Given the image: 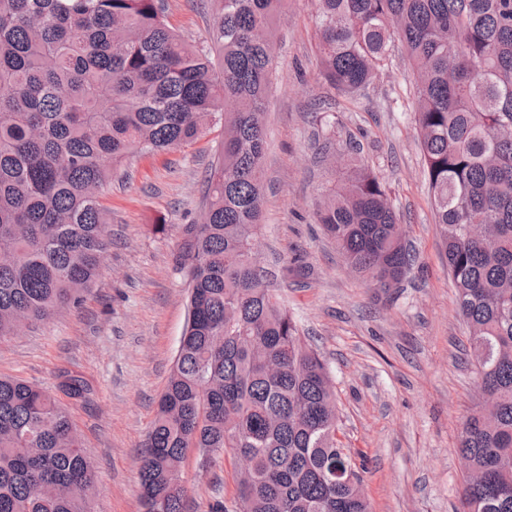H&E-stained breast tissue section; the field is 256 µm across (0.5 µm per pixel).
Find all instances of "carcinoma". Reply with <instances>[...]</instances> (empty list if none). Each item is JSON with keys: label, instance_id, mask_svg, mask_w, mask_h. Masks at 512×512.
I'll list each match as a JSON object with an SVG mask.
<instances>
[{"label": "carcinoma", "instance_id": "carcinoma-1", "mask_svg": "<svg viewBox=\"0 0 512 512\" xmlns=\"http://www.w3.org/2000/svg\"><path fill=\"white\" fill-rule=\"evenodd\" d=\"M286 0H217L220 66L179 38L159 0H0V342L17 324L78 303L109 232L99 190L136 153L188 145L221 125L199 224L177 262L189 318L138 455L143 512H188L181 464L250 457L234 512H371L336 439V395L320 355L247 256L263 206L264 100L272 28ZM326 82L362 91L406 48L434 221L477 360L482 404L462 422L463 512H512V0H315ZM318 223L354 271L398 285L415 256L377 174L355 167ZM285 274L304 278L300 254ZM66 397L85 375L57 370ZM92 481L54 396L0 378V512H89L68 494Z\"/></svg>", "mask_w": 512, "mask_h": 512}]
</instances>
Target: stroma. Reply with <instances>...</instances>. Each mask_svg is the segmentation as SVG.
I'll list each match as a JSON object with an SVG mask.
<instances>
[{
    "instance_id": "stroma-1",
    "label": "stroma",
    "mask_w": 512,
    "mask_h": 512,
    "mask_svg": "<svg viewBox=\"0 0 512 512\" xmlns=\"http://www.w3.org/2000/svg\"><path fill=\"white\" fill-rule=\"evenodd\" d=\"M161 5L171 30L213 49L212 0ZM318 42L312 0H287L274 24L264 109L259 261L330 372L337 437L361 455L372 512H462L456 436L481 393L422 173L413 71L405 49L394 44L389 66L349 96L323 79ZM329 138L339 152L358 145L418 254L397 287L352 272L316 221L326 192L346 171L323 156ZM222 149L214 127L192 145L126 158L101 191L112 245L95 284L79 304L0 342V378L52 392L57 369L68 367L92 382V403L61 400L95 467L91 512H143L136 460L188 316V282L176 261L181 227L201 221L208 173ZM296 253L310 266L307 279L281 275ZM182 476L189 512L234 497L231 458L211 465L200 449H188Z\"/></svg>"
}]
</instances>
